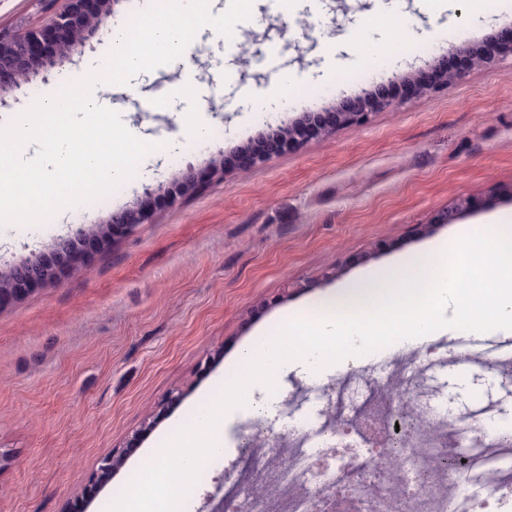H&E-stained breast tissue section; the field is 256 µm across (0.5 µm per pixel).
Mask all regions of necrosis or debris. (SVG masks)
Wrapping results in <instances>:
<instances>
[{
	"instance_id": "necrosis-or-debris-1",
	"label": "necrosis or debris",
	"mask_w": 512,
	"mask_h": 512,
	"mask_svg": "<svg viewBox=\"0 0 512 512\" xmlns=\"http://www.w3.org/2000/svg\"><path fill=\"white\" fill-rule=\"evenodd\" d=\"M422 373L396 366L375 391L366 372L351 370L319 396V422L276 444L262 445L239 467L244 494L225 493L247 512H482L486 499L512 497V435L495 428L492 409L475 404L461 418L423 403ZM407 424L383 455L375 446L393 417ZM463 465H444L449 449Z\"/></svg>"
}]
</instances>
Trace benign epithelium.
<instances>
[{
    "label": "benign epithelium",
    "mask_w": 512,
    "mask_h": 512,
    "mask_svg": "<svg viewBox=\"0 0 512 512\" xmlns=\"http://www.w3.org/2000/svg\"><path fill=\"white\" fill-rule=\"evenodd\" d=\"M85 0H67L66 7L56 13L46 29L29 32L15 38L0 35V90L7 92L21 85L30 74L38 72L52 62L37 51L38 44L50 33L59 34L61 38L55 46V55L64 56L78 45L89 41L99 29L104 16L110 11V0H97L98 7L89 12L84 8ZM466 77V71L457 68L453 57L445 54L437 56L429 70L420 72L413 78V84L420 90L432 89L444 82L460 81ZM387 99L382 95H374L369 99H347L333 112H322L307 116L299 121L280 127L271 136V146L257 149L247 144L237 152V160L233 167L241 173L265 163L271 156L288 152L299 147L310 137L328 134L337 126L361 122L366 119L369 111L385 105ZM228 162L224 158L214 160L202 175L193 170L185 172L179 183L178 196L171 202L196 191L204 181L224 178ZM154 209L150 201H140L135 207L112 214L106 224H94L80 230L73 239L57 242L52 252L39 255L26 264L13 268L0 277L7 280L9 287L0 291V305L19 298L38 286L47 285L50 280L46 274L50 271L62 273L75 267V263L83 256L99 249L110 236L118 230L131 228L137 224L152 221ZM121 455H109L102 459L97 472L85 486L82 497L92 499L99 488L118 468Z\"/></svg>",
    "instance_id": "obj_1"
}]
</instances>
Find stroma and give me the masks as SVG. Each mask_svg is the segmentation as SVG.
Wrapping results in <instances>:
<instances>
[{"label":"stroma","instance_id":"35a3bbf8","mask_svg":"<svg viewBox=\"0 0 512 512\" xmlns=\"http://www.w3.org/2000/svg\"><path fill=\"white\" fill-rule=\"evenodd\" d=\"M511 5L451 0L435 15L425 0H319L293 15L283 0H256L235 39L204 31L185 51L189 69L158 67L159 81L193 82L196 94L149 112L156 83L107 94L111 109L168 149L152 154V175L134 176L80 223L66 214L48 233L0 232V273L141 199L154 200L156 216L119 231L61 284L0 306V455L10 459L0 467V512H71L101 459L121 451L122 467L86 509L107 512L140 457L192 423V409L218 394L258 331L298 310L313 318L315 302L342 283L413 259L458 226L512 217V56L427 94L408 88L436 56L512 29ZM64 6L0 0V34L46 27ZM101 57L92 38L31 82L52 93L60 76L79 77ZM281 80L284 104L260 120L257 107ZM379 86L392 88L389 104L364 122L171 201L187 170ZM188 115L207 122L206 139ZM450 209L455 223H438ZM336 378L284 373L271 397L273 433L315 424L313 396ZM427 383L441 415L458 418L482 399L512 428V386L497 375L463 365ZM251 422L242 408L221 426L226 448L211 462L213 479L239 456Z\"/></svg>","mask_w":512,"mask_h":512}]
</instances>
